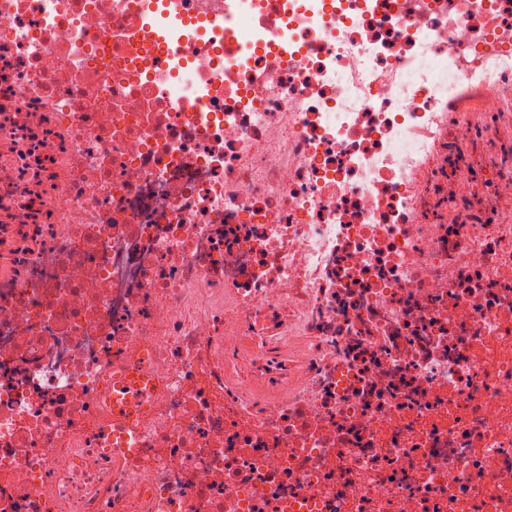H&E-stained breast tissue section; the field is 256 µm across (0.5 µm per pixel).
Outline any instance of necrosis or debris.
Segmentation results:
<instances>
[{"label": "necrosis or debris", "mask_w": 512, "mask_h": 512, "mask_svg": "<svg viewBox=\"0 0 512 512\" xmlns=\"http://www.w3.org/2000/svg\"><path fill=\"white\" fill-rule=\"evenodd\" d=\"M0 512H512V0H0Z\"/></svg>", "instance_id": "obj_1"}]
</instances>
